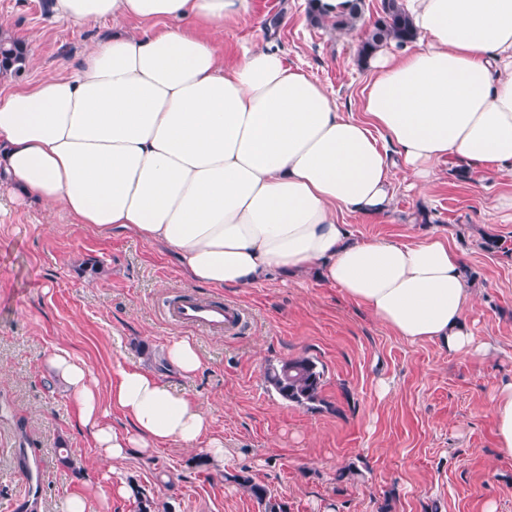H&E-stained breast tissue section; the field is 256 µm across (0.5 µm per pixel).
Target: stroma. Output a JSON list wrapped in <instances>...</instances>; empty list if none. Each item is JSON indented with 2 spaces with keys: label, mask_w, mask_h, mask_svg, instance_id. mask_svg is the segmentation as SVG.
<instances>
[{
  "label": "stroma",
  "mask_w": 512,
  "mask_h": 512,
  "mask_svg": "<svg viewBox=\"0 0 512 512\" xmlns=\"http://www.w3.org/2000/svg\"><path fill=\"white\" fill-rule=\"evenodd\" d=\"M45 0H0V31L24 41L31 66L0 77L30 84L75 62L111 24L56 20ZM308 0H251L249 15L218 36L225 63L241 45L272 43L288 66L319 81L345 111L360 114L367 72L360 30L312 26ZM443 165L424 195L401 184L377 217L345 215L355 237L412 242L447 238L465 258L473 288L465 325L486 353L453 352L396 336L315 272L251 288L187 286L179 258L129 235L104 237L88 224L0 188V512H58L80 494L87 512H137L113 479L153 495L157 512H263L232 480L248 467L287 512H512V456L495 445L492 389L512 382V217L494 208L512 174L477 183ZM499 248L486 250L488 239ZM188 293L239 304L238 334L202 335L172 325L164 304ZM196 344L201 369L167 375L213 418L232 455L215 468L202 452L171 445L150 457L98 464L74 406L46 361L67 348L92 369L108 397L118 365L158 369L173 341ZM298 356L325 369V407L287 404L267 389L268 364ZM388 392H381V384ZM39 462L40 501L26 505L20 458Z\"/></svg>",
  "instance_id": "1"
}]
</instances>
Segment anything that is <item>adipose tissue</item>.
I'll list each match as a JSON object with an SVG mask.
<instances>
[{"mask_svg":"<svg viewBox=\"0 0 512 512\" xmlns=\"http://www.w3.org/2000/svg\"><path fill=\"white\" fill-rule=\"evenodd\" d=\"M250 7L52 0L58 20L116 29L76 66L0 94V186L100 234L161 245L188 283L248 288L314 266L398 336L471 351L464 260L447 239H359L340 216L384 214L397 168L420 194L456 158L479 181L512 172V0H404L416 37L368 59L359 118L277 48L245 45L225 64L213 36ZM47 366L100 460L178 443L223 465L207 411L157 374L118 365L104 401L66 349ZM113 408L127 426L112 425ZM489 411L510 456L512 384L493 390Z\"/></svg>","mask_w":512,"mask_h":512,"instance_id":"adipose-tissue-1","label":"adipose tissue"}]
</instances>
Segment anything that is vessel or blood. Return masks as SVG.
Here are the masks:
<instances>
[{"instance_id": "1", "label": "vessel or blood", "mask_w": 512, "mask_h": 512, "mask_svg": "<svg viewBox=\"0 0 512 512\" xmlns=\"http://www.w3.org/2000/svg\"><path fill=\"white\" fill-rule=\"evenodd\" d=\"M164 316L173 325L217 334L239 326L245 313L234 303L184 294L166 305Z\"/></svg>"}]
</instances>
